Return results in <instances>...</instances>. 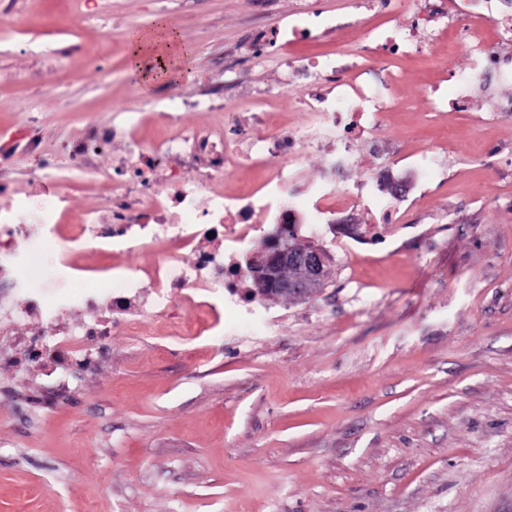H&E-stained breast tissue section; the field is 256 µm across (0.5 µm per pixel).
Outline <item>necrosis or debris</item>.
<instances>
[{"mask_svg": "<svg viewBox=\"0 0 512 512\" xmlns=\"http://www.w3.org/2000/svg\"><path fill=\"white\" fill-rule=\"evenodd\" d=\"M511 11L512 0H482L477 11L470 10L467 0H448L444 8L418 0L392 17V35L363 26L364 42L356 49L361 62L355 66L331 53L308 55L302 46L359 25L358 17L317 21L312 12L297 11L285 26L254 34L252 57L264 64L268 48H278L285 86L308 84L297 101L298 111L312 117L306 132L283 127L265 137L228 136L223 103L178 95L173 111L161 115L164 135L137 143L111 168L99 171L88 162L106 153L117 135L116 128L95 124L62 156L31 170L25 184L1 185L0 369L26 363L50 374L67 371L86 362V341L103 346L119 331L149 334L151 325L169 315L177 294L195 300L216 325L225 308L255 316L257 307L243 309L236 301L249 277L241 258L265 240L267 225L316 224L321 216L332 215L348 228L340 240L342 250L365 244L368 235L353 214L372 207L388 218L408 202V194L383 200L379 182L370 176L353 186L337 185L332 175L300 183L308 149H328L333 173L358 166L354 142L381 143L379 117L398 104L390 94L391 81L380 76L381 62L389 56L435 53L454 80L453 100L462 109L482 78L501 73L512 83V73H504L500 53L486 37L493 25L500 41L512 43V25L503 21ZM448 30L471 59L468 71L455 69L453 50L443 47ZM187 112H208L214 119L188 127L182 120ZM170 154L180 166L160 174L157 161ZM202 155L208 158L203 166L197 163ZM269 155L282 159L278 170L261 182L223 189L233 170ZM90 189L109 197L108 213L93 208L72 213V193ZM60 241L67 255L58 261L56 281L32 287L30 276L20 270L22 258ZM92 243L107 258L153 246V275L146 279L138 270L119 269L72 297L63 287L76 268L72 258ZM76 304L84 320L67 322L65 315Z\"/></svg>", "mask_w": 512, "mask_h": 512, "instance_id": "necrosis-or-debris-1", "label": "necrosis or debris"}]
</instances>
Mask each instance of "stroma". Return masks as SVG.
Masks as SVG:
<instances>
[{
	"mask_svg": "<svg viewBox=\"0 0 512 512\" xmlns=\"http://www.w3.org/2000/svg\"><path fill=\"white\" fill-rule=\"evenodd\" d=\"M331 16L400 0H15L24 27L0 40V184L24 180L113 101L163 132L173 91L222 98L252 126H303L277 64L254 66V29L298 2ZM77 18L60 26L61 15ZM186 63L145 83L128 43L159 23ZM399 106L380 150L342 180L405 172L410 154L443 172L397 214L403 229L345 254L328 225L301 224L332 276L303 298H267L266 320L206 315L174 300L153 336L118 332L71 381L0 370V512H512V113L477 83L467 111L439 112L433 57L390 58ZM29 76L27 85L2 80ZM39 124H31V114ZM31 129L39 157L7 151Z\"/></svg>",
	"mask_w": 512,
	"mask_h": 512,
	"instance_id": "1",
	"label": "stroma"
}]
</instances>
